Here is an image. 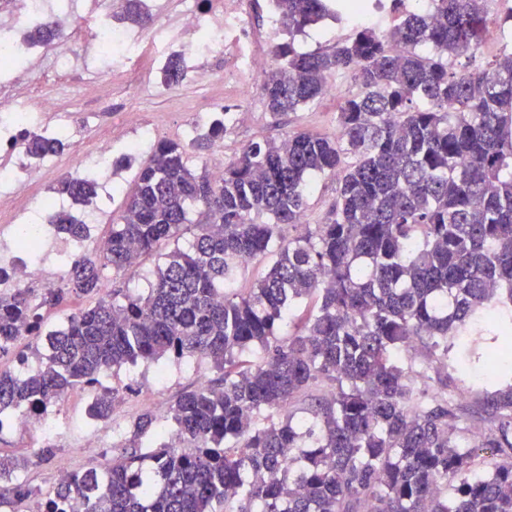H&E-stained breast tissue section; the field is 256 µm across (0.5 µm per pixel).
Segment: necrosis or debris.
<instances>
[{"mask_svg":"<svg viewBox=\"0 0 512 512\" xmlns=\"http://www.w3.org/2000/svg\"><path fill=\"white\" fill-rule=\"evenodd\" d=\"M181 32L166 34L162 29H134L118 24L112 8L90 26H71L68 36L81 41L85 34H93L97 54L109 58L113 66L134 84H143L145 73L132 68L130 62L138 57L144 47H152L151 73H160L170 56L180 55L184 62L185 80L204 82L208 75L202 70L204 59L230 57L237 73L250 80H258L269 60V51L275 50L280 39L277 21V0H208L205 7H198L197 0H184ZM261 7L266 21L261 35H253L249 16L254 7ZM54 13L52 0H23L22 8L0 25V146L17 149L19 140L37 114L53 112L59 107L58 98L40 92L45 76L60 73L67 60L64 47L34 44L26 39L33 27L50 19ZM262 38L268 51L256 53L255 38ZM129 134H121L98 141L88 162L80 164L79 173L94 178L103 168L116 162L133 161L161 131L138 114L128 117ZM50 158L34 163L15 157L10 167L0 170V200L5 198L27 199L33 185L41 183ZM50 238L46 224L35 228L31 241L15 240L0 263L11 265L22 279L43 282L53 274L45 267L26 264L24 255L30 244L45 247Z\"/></svg>","mask_w":512,"mask_h":512,"instance_id":"1","label":"necrosis or debris"}]
</instances>
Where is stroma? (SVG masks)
<instances>
[{
	"label": "stroma",
	"instance_id": "obj_1",
	"mask_svg": "<svg viewBox=\"0 0 512 512\" xmlns=\"http://www.w3.org/2000/svg\"><path fill=\"white\" fill-rule=\"evenodd\" d=\"M67 49L78 58V65L63 77L47 79L43 89L50 94L56 93L57 84L62 81L69 89L68 96L60 111L47 113L40 124L50 128L66 123L69 113L79 112L84 116V126L80 141L67 144L65 150L57 154L55 166L39 188L43 194L48 193L62 176L75 173L81 155L92 151L99 135L121 133L126 116L132 112L141 113L147 120L167 127L173 141L178 138V128L195 114H203L205 122L209 123L220 117L222 110L237 113V123L215 139L210 149L191 152L196 170L207 173L213 162L229 165L244 147L256 141L278 139L296 132L336 138L340 107L358 91L354 80L346 77L337 81L334 95L321 97L297 111L275 116L267 111L257 85L236 74L228 62L210 61V68L220 75L212 84H180L174 86L168 96L157 98L152 96L150 87L131 85L120 70L96 63L89 54V44L71 41ZM93 79L109 85V94L99 98L85 96L82 87ZM133 179V172L125 170L103 176V185L91 202L92 208L101 214L99 223L93 227L95 237L108 238L112 224L122 210L124 193L131 189ZM88 303V298L82 297L56 308L42 309V335L23 337L12 354L0 357V368L15 370L23 361L28 366H35L32 352L45 344L46 332L61 328L71 313ZM219 375V370L212 365L171 359L141 362L114 373H105L101 378L102 387L123 391L109 418H91L89 405L93 392L77 388L52 409L54 429L51 433L18 426L1 430L0 454L27 461V468L20 473L21 479L42 492H49L62 472H82L100 466L110 458L121 435L128 432L132 420L143 410L167 407L183 390L215 380ZM47 446L54 451L50 462L34 464L36 453Z\"/></svg>",
	"mask_w": 512,
	"mask_h": 512
}]
</instances>
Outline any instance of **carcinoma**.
<instances>
[{"mask_svg": "<svg viewBox=\"0 0 512 512\" xmlns=\"http://www.w3.org/2000/svg\"><path fill=\"white\" fill-rule=\"evenodd\" d=\"M430 2L388 35L361 24L301 52L297 36L330 4L277 0L288 41L261 77L264 105L294 112L329 78L350 76L359 91L339 112L340 136L253 142L220 180L196 173L181 143L159 142L105 248L69 256L65 276L37 297L0 291V357L22 333L41 335V308L95 297L46 334L35 369H0V431L5 414L48 412L140 361L194 357L223 372L140 415L112 461L57 482L38 512H68L73 500L81 512H213L216 502L224 512H512V50L477 63L488 0ZM150 20L141 0H125L120 21ZM64 39L56 20L28 32L34 44ZM183 73L174 55L161 83ZM224 127L216 121L194 148ZM64 149L45 132L24 138L31 159ZM312 173L336 178L323 224L299 223ZM54 192L82 204L96 183L68 174ZM193 205L208 221L184 249ZM52 223L86 236L64 210ZM163 242L172 248L147 295L98 296L104 272L126 274L132 255ZM255 259L268 269L242 288ZM313 297L318 306L279 338L285 314ZM460 384L481 391L478 408L450 392ZM119 399L116 388L94 394L90 415L108 417ZM477 415L488 423L478 435ZM171 429L181 444L165 439ZM481 448L488 471L474 468ZM25 467L0 456L1 502L37 496L16 476Z\"/></svg>", "mask_w": 512, "mask_h": 512, "instance_id": "obj_1", "label": "carcinoma"}]
</instances>
